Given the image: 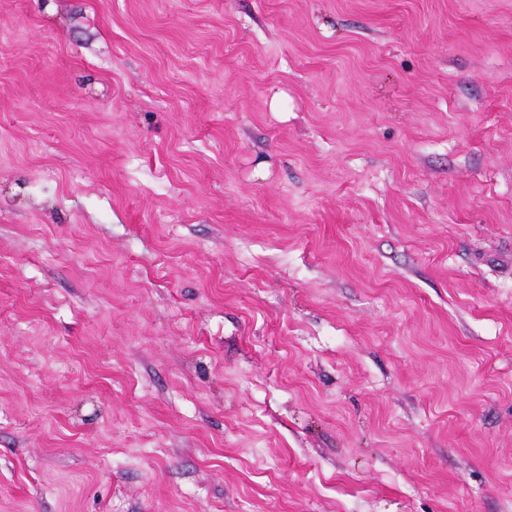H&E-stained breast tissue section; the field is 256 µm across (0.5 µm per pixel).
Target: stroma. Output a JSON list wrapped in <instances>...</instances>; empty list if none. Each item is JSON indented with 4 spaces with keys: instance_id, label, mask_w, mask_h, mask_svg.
Wrapping results in <instances>:
<instances>
[{
    "instance_id": "stroma-1",
    "label": "stroma",
    "mask_w": 512,
    "mask_h": 512,
    "mask_svg": "<svg viewBox=\"0 0 512 512\" xmlns=\"http://www.w3.org/2000/svg\"><path fill=\"white\" fill-rule=\"evenodd\" d=\"M0 512H512V0H0Z\"/></svg>"
}]
</instances>
